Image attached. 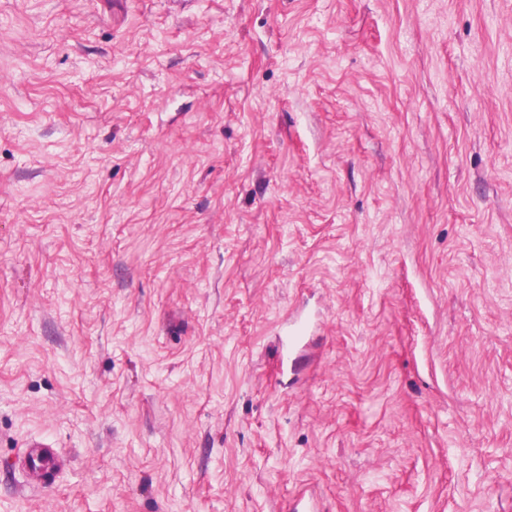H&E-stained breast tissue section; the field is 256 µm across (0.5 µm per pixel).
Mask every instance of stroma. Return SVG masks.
I'll use <instances>...</instances> for the list:
<instances>
[{
    "mask_svg": "<svg viewBox=\"0 0 512 512\" xmlns=\"http://www.w3.org/2000/svg\"><path fill=\"white\" fill-rule=\"evenodd\" d=\"M301 494L512 512V0H0V512ZM21 462L24 469L33 477L44 483V477L51 474L58 465L53 448L48 445L36 444L22 451Z\"/></svg>",
    "mask_w": 512,
    "mask_h": 512,
    "instance_id": "obj_1",
    "label": "stroma"
}]
</instances>
